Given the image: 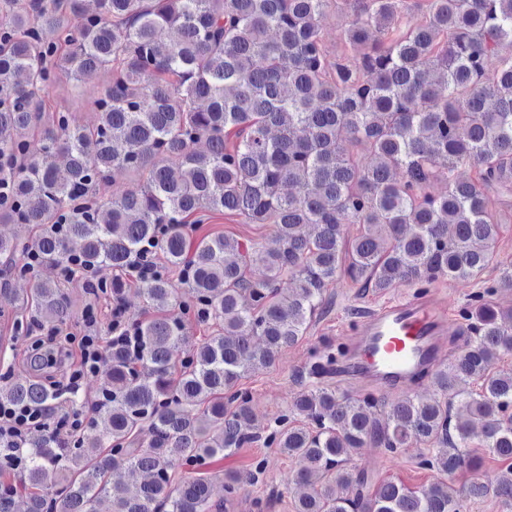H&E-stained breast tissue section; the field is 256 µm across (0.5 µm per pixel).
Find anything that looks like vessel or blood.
Masks as SVG:
<instances>
[{"label":"vessel or blood","instance_id":"obj_1","mask_svg":"<svg viewBox=\"0 0 512 512\" xmlns=\"http://www.w3.org/2000/svg\"><path fill=\"white\" fill-rule=\"evenodd\" d=\"M448 304L437 293H417L386 303L351 330L343 369L387 389L410 384L434 369L450 332Z\"/></svg>","mask_w":512,"mask_h":512}]
</instances>
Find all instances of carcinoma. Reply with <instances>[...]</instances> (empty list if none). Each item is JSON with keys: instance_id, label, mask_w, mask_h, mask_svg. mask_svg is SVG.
<instances>
[{"instance_id": "obj_1", "label": "carcinoma", "mask_w": 512, "mask_h": 512, "mask_svg": "<svg viewBox=\"0 0 512 512\" xmlns=\"http://www.w3.org/2000/svg\"><path fill=\"white\" fill-rule=\"evenodd\" d=\"M331 2L96 0L90 12L84 0H3L0 158L23 163H0V224H28L34 237L0 238V256L109 266L117 275L101 288L119 306L118 273L142 246L156 244L168 268L139 283L153 314L136 320V348L113 344L98 400H72L90 413L77 441L65 447L46 429L20 443L27 512H98L108 493L112 512H224L239 479L218 502L199 469L260 440L300 462L309 492L297 512H461L450 483L417 493L387 482L365 496V473L345 464L369 442L430 447L426 464L448 476L469 456L476 419L481 447L512 460V370L488 371L512 353V309L482 295L464 315L474 340L419 375L439 396L397 401L381 421L374 399L312 386L267 435L252 423L238 383L304 337L331 284L343 276L382 293L472 278L494 257L497 206L512 204V0H347L351 64L327 61ZM100 69L112 82L90 93L93 126L42 112L43 90L66 78L82 95L81 79ZM462 166L476 177L458 179ZM116 175L135 186L89 202ZM435 182L443 193L429 191ZM226 212L273 227L264 280L246 278L237 241L186 231ZM0 302L30 308L14 321L18 336L31 319L58 328L74 316L58 280L37 281L29 299L0 287ZM176 305L212 333L191 341L168 315ZM321 362L336 373L329 350L308 377ZM56 401L37 378L0 384V403L52 414ZM183 464L193 471L178 479ZM127 470L146 480L127 488Z\"/></svg>"}]
</instances>
